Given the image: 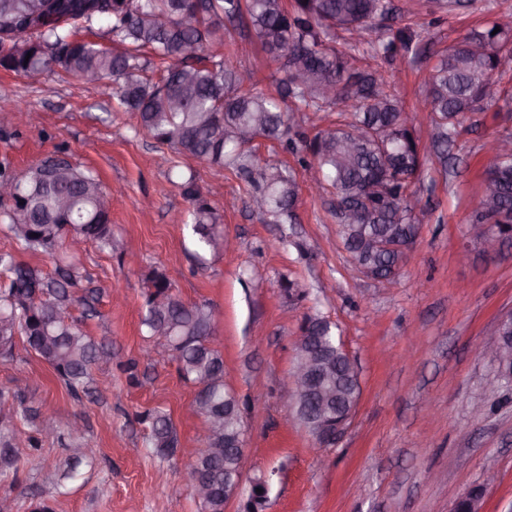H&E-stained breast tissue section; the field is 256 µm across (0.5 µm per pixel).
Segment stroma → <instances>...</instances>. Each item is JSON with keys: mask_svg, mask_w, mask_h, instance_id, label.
<instances>
[{"mask_svg": "<svg viewBox=\"0 0 512 512\" xmlns=\"http://www.w3.org/2000/svg\"><path fill=\"white\" fill-rule=\"evenodd\" d=\"M397 16L385 38L408 27L421 33L419 53L395 59L387 74L421 138L429 128L418 111L427 102L434 55L488 28L512 0H473L451 15L430 14L427 0H393ZM213 52L239 72H254L260 89L277 94V68L252 31L230 27ZM504 97L468 114L453 137L447 166L424 165L411 199L423 214L415 244L394 287L359 273L351 263L330 193L300 186L291 224H270L250 205L233 171L201 167L136 130L101 87L58 71L23 77L0 69V160L16 172L64 151L93 172L110 205L116 251L87 243L73 258L77 298L65 311L95 340L112 347V365L92 369L86 392L71 394L36 356L18 351L0 359V434L16 439L24 460L17 474L0 478V493L16 499V512L43 500L54 512H203L192 488L190 465L203 448L204 424L194 406L196 387L175 361L148 355L144 336L147 277L163 272L186 304H205L215 317V345L224 381L240 398L245 426L241 489L224 512H246L253 481L266 478L261 512H451L473 489L482 512H512V391L494 364L476 357L488 348L498 319L512 311V255L486 257L468 224L485 188L484 143L512 131V58L498 72ZM30 110L11 126L16 105ZM221 216L230 245L213 256L199 250L192 226L177 221L189 204L188 177ZM54 276L68 256L67 242L49 252H28L0 221V253ZM336 326L361 382L356 410L335 447L315 454L313 437L288 407L281 381L291 372L292 339L306 316ZM33 417L56 413L62 435L41 451L26 448L35 422L16 417L10 396ZM170 415L179 446L172 458L155 455L147 411ZM82 430L93 464L63 480ZM494 464L497 478L486 483Z\"/></svg>", "mask_w": 512, "mask_h": 512, "instance_id": "stroma-1", "label": "stroma"}]
</instances>
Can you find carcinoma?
Listing matches in <instances>:
<instances>
[{
	"instance_id": "1",
	"label": "carcinoma",
	"mask_w": 512,
	"mask_h": 512,
	"mask_svg": "<svg viewBox=\"0 0 512 512\" xmlns=\"http://www.w3.org/2000/svg\"><path fill=\"white\" fill-rule=\"evenodd\" d=\"M472 0H430L432 12L449 13ZM67 16L47 0H0V68L33 77L56 70L80 78H112L118 105L135 116L139 127L176 153L208 166L228 167L250 186L257 211L275 224L293 221L298 182L277 164L255 166L251 146L230 136L236 128L252 129L253 137L281 140L292 126V114L280 101L257 90L254 73L242 77L224 56L208 52L224 38V20H243L254 31L264 51L280 63L281 97L294 100L296 112H325L342 103L350 110L343 127L322 131L306 144L310 158L302 157L303 172L319 173L321 186L342 199L365 196L366 186L381 183V191L363 204L359 214L342 218L340 232L351 261L381 273L395 266L398 255L380 253L371 246L377 237L404 240L420 223L410 203L411 185L404 175L420 166V139L406 125L404 108L384 74L358 70L340 52L336 31H382L393 12L392 0H67ZM95 23L107 24L112 42L121 52L98 48L77 38ZM500 31H494V28ZM420 35L399 31L398 41L377 38L369 43L372 56L392 61L397 49H418ZM512 53V13L502 24L492 23L437 55L428 76V104L423 119L431 127L429 143L442 165L448 144L467 114L495 94L487 93L488 76L499 69L502 55ZM45 158L18 174L0 160V181L16 185L20 199L3 211L19 247L44 252L68 236L91 240L114 251L110 210L99 181L71 163L45 177ZM498 187V209L473 211L471 222L501 223L512 216V150L493 158ZM190 201L193 232L201 249L222 252L220 216L202 197L194 179L182 184ZM46 278L29 266L0 253V358H13L16 339L55 372L76 394L89 382L94 366L110 365V346L83 334L62 316L71 300L67 286L74 283L75 267L57 270ZM141 319L151 336L165 325L161 338L177 351L181 376L197 385L196 411L210 423L224 418L235 401L224 387V361L210 341L213 313L204 305L188 306L172 292L167 277L157 271L148 277ZM324 358L345 371L348 362L336 350L333 338L323 347ZM335 407L348 409L351 385L331 376ZM150 444L162 458L175 455L178 437L170 416L154 410ZM20 457L13 439L0 447V476L17 473ZM238 449H224L205 437L191 465L193 483L208 487L199 497L205 512H224V480L238 467Z\"/></svg>"
}]
</instances>
